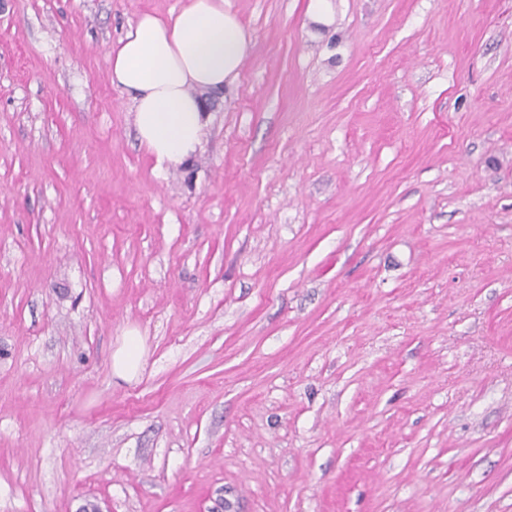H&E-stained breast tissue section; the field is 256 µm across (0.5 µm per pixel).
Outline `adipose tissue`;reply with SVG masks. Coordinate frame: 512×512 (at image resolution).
<instances>
[{"mask_svg": "<svg viewBox=\"0 0 512 512\" xmlns=\"http://www.w3.org/2000/svg\"><path fill=\"white\" fill-rule=\"evenodd\" d=\"M251 42L224 0H187L165 17L140 14L112 47L111 82L130 96L138 138L158 166L180 165L200 146V94L238 79Z\"/></svg>", "mask_w": 512, "mask_h": 512, "instance_id": "adipose-tissue-1", "label": "adipose tissue"}]
</instances>
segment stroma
<instances>
[{
    "label": "stroma",
    "instance_id": "obj_1",
    "mask_svg": "<svg viewBox=\"0 0 512 512\" xmlns=\"http://www.w3.org/2000/svg\"><path fill=\"white\" fill-rule=\"evenodd\" d=\"M181 4L0 0V512H512V0H228L160 169L108 53ZM144 340L137 330L125 333L121 346L112 354V371L124 380H132L142 367Z\"/></svg>",
    "mask_w": 512,
    "mask_h": 512
}]
</instances>
